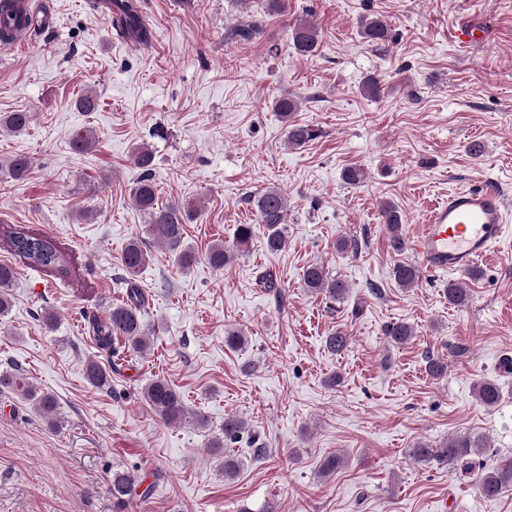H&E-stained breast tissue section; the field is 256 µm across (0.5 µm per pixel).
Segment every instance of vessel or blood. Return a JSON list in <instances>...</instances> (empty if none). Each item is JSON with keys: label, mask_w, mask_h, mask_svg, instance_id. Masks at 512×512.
Segmentation results:
<instances>
[{"label": "vessel or blood", "mask_w": 512, "mask_h": 512, "mask_svg": "<svg viewBox=\"0 0 512 512\" xmlns=\"http://www.w3.org/2000/svg\"><path fill=\"white\" fill-rule=\"evenodd\" d=\"M506 222V204L490 185L459 189L435 200L410 249L427 273H464L495 254Z\"/></svg>", "instance_id": "obj_1"}]
</instances>
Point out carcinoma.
Masks as SVG:
<instances>
[{
    "instance_id": "1",
    "label": "carcinoma",
    "mask_w": 512,
    "mask_h": 512,
    "mask_svg": "<svg viewBox=\"0 0 512 512\" xmlns=\"http://www.w3.org/2000/svg\"><path fill=\"white\" fill-rule=\"evenodd\" d=\"M115 18L113 29L116 35L133 45H146L150 42L152 32L145 22L137 0H112ZM34 14L24 8L22 0H0V39L13 37L22 24L34 23ZM262 21L255 19L248 24H233L227 27L224 40L248 42L261 37ZM361 37L371 45L384 46L391 39L387 20L381 15H372L364 19ZM292 45L296 53L302 56L315 54L319 48V32L310 24L302 23L293 27L291 32ZM298 102L288 96L275 100L274 110L279 112L286 123L288 144L302 147L318 137V131L309 125L300 124L291 119L297 111ZM32 122L29 112H6L0 115V126L19 133L27 129ZM96 148V139L86 130L75 135L70 141V149L77 155H84ZM155 155L153 150L143 144L136 147L131 154V163L140 171L132 192L133 205L148 216L145 236L132 239L121 256L123 274L118 283L124 288L121 300L112 304L102 316L93 314L85 317L87 331L94 341L98 352L112 359L104 364L92 358L88 360L85 376L88 383L98 389L111 387L112 372L120 371L116 355V344L123 342L132 353H144L152 344L151 336L144 322L146 297L137 277L146 265L149 251L148 244L157 242L164 245L174 256L177 263L189 269L197 260L196 253L184 245V225L193 220L197 212L195 205L190 203L172 202L160 204L157 199V185L154 173ZM12 178L24 180L34 167L31 156L18 154L5 162ZM257 213L258 224H242L238 227L235 239L230 246L222 242L210 246L206 254L208 263L216 270L232 263L243 252L256 236V228L263 229L266 249L279 252L288 244V200L277 188H268L249 197ZM383 223L387 224L392 233L394 250L402 247L399 229L402 217L399 210L387 204L381 209ZM0 246L19 259L26 267L43 272L49 276L63 277L68 274L70 257L52 236L30 231L20 225H0ZM420 274L416 266L401 263L394 267L393 278L402 288H411L419 280ZM15 278V271L9 265H0V317L5 316L11 308L9 288ZM303 283L313 294H321L331 301L344 298L347 285L337 277L331 276L319 264H311L303 270ZM385 335L393 344H404L412 337L409 325L395 322L387 326ZM0 387L13 389L27 399L37 412L52 419L57 414V400L48 393H42L33 386L18 370L0 373ZM478 398L487 406L497 404L500 398L499 387L488 380L476 385ZM156 416L167 424H177L187 418L188 411L180 393L162 378L147 383L141 391ZM246 420L231 414L224 417L221 432L209 441L212 453L223 459L224 477L230 479L238 471L235 458L224 452V443L237 441L246 432ZM478 441L468 437H457L432 448L426 443H419L411 449L410 457L417 463L448 462L453 465L465 464L470 470L473 465L468 463L469 456L477 453ZM139 476L117 471L107 485V492L112 496L115 506L120 507L132 498H148L152 486L142 487ZM476 486L479 493L487 498L498 497L505 489L512 487V459L505 458L493 465H478Z\"/></svg>"
}]
</instances>
